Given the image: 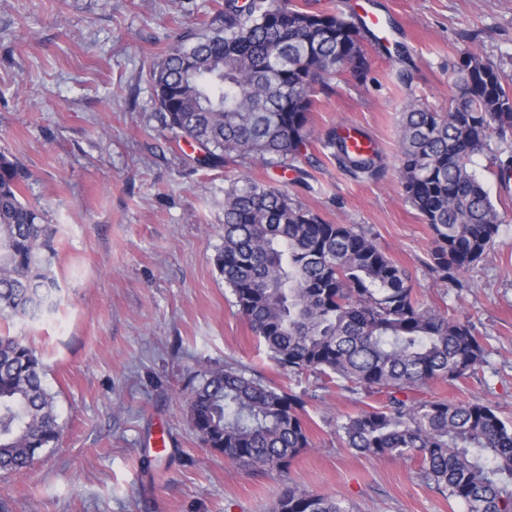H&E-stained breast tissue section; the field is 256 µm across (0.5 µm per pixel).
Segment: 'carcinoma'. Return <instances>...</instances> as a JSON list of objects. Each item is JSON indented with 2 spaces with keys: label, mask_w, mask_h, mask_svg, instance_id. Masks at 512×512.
Wrapping results in <instances>:
<instances>
[{
  "label": "carcinoma",
  "mask_w": 512,
  "mask_h": 512,
  "mask_svg": "<svg viewBox=\"0 0 512 512\" xmlns=\"http://www.w3.org/2000/svg\"><path fill=\"white\" fill-rule=\"evenodd\" d=\"M352 20L294 0H224L209 32L186 35L149 70L162 126L175 142L222 166L258 155L295 169L314 130V98L372 62ZM448 110L417 100L401 118L399 178L433 233L427 266L457 288L495 242L500 214L473 159L512 177V76L474 50L452 63ZM329 158L355 179L386 170L373 143L354 147L335 126L319 134ZM27 173L0 152V316L36 320L56 303V230L23 202ZM224 246L216 262L235 305L285 374L327 377L336 388L385 401L336 422L346 447L419 462V474L467 512H512V424L489 403L421 399L438 381L476 370L486 346L468 319L428 307L410 272L352 224L327 223L284 188L234 181L224 188ZM34 350L0 336V470L24 474L58 441L54 395ZM189 420L203 447L288 476L310 447L304 402L283 386L226 365L189 385ZM271 512H349L335 497L293 482Z\"/></svg>",
  "instance_id": "obj_1"
}]
</instances>
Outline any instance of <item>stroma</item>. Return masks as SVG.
I'll return each instance as SVG.
<instances>
[{
  "label": "stroma",
  "instance_id": "stroma-1",
  "mask_svg": "<svg viewBox=\"0 0 512 512\" xmlns=\"http://www.w3.org/2000/svg\"><path fill=\"white\" fill-rule=\"evenodd\" d=\"M222 3L0 0V151L28 171L23 199L57 230L58 280L55 310L0 317V335L41 357L61 426L26 475L0 473V512H270L281 478L203 448L188 419V382L228 364L303 394L312 446L289 468L300 487L350 512H466L423 483L416 462L343 447L336 420L360 403L327 380L281 373L216 256L234 178L287 187L322 220L357 226L410 271L425 304L469 318L484 338L480 368L424 397L486 402L512 421V181L475 157L501 224L459 289L427 270L433 234L398 175L407 102L446 111L448 65L463 50L512 75V0H376L391 24L387 50L373 51L366 79L333 80L311 122L364 130L387 166L377 181L339 170L317 140L285 172L258 158L202 167L198 148L170 138L149 69L179 33H205Z\"/></svg>",
  "mask_w": 512,
  "mask_h": 512
}]
</instances>
